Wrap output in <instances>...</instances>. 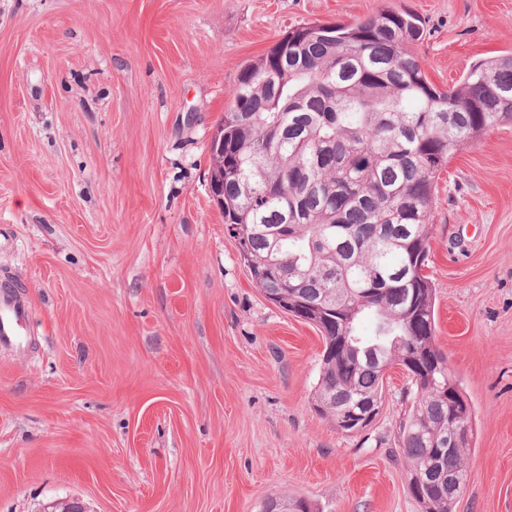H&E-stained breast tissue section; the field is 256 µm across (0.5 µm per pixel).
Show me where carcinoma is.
Masks as SVG:
<instances>
[{"label":"carcinoma","mask_w":512,"mask_h":512,"mask_svg":"<svg viewBox=\"0 0 512 512\" xmlns=\"http://www.w3.org/2000/svg\"><path fill=\"white\" fill-rule=\"evenodd\" d=\"M418 17L385 7L353 23L303 24L246 66L224 113V224L267 294L288 296L324 341L316 409L379 412L385 370L404 363L412 405L399 426L422 512H453L468 437L449 445L451 406L469 400L434 344V182L485 130L512 122V54L430 83L407 45ZM372 323L361 333L363 319ZM444 449L435 456L436 449Z\"/></svg>","instance_id":"cac0c4a2"}]
</instances>
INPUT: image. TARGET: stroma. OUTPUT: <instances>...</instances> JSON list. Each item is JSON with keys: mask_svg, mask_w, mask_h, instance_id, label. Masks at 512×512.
Wrapping results in <instances>:
<instances>
[{"mask_svg": "<svg viewBox=\"0 0 512 512\" xmlns=\"http://www.w3.org/2000/svg\"><path fill=\"white\" fill-rule=\"evenodd\" d=\"M390 6L438 87L512 51V0H0V512H422L401 368L360 433L312 396L323 341L268 301L208 187L244 66L292 27ZM435 343L471 403L455 512H512V124L437 180ZM30 317L28 303L9 281L0 282V345L23 343Z\"/></svg>", "mask_w": 512, "mask_h": 512, "instance_id": "obj_1", "label": "stroma"}]
</instances>
